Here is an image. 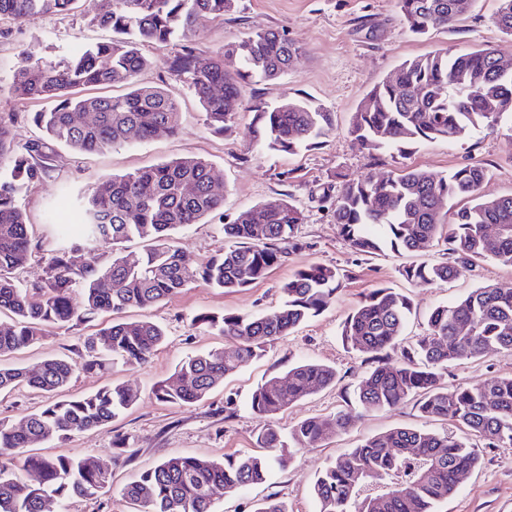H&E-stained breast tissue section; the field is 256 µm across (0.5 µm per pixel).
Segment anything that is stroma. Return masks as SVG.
Segmentation results:
<instances>
[{
    "label": "stroma",
    "mask_w": 512,
    "mask_h": 512,
    "mask_svg": "<svg viewBox=\"0 0 512 512\" xmlns=\"http://www.w3.org/2000/svg\"><path fill=\"white\" fill-rule=\"evenodd\" d=\"M497 6V0H475L452 28L418 37L404 26L395 0H238L237 10L225 18H201L193 42L208 55L257 30L286 32L300 47V54L279 80H253L246 87V98L275 103L290 97L332 112L333 129L320 144L294 154L249 151L253 114L247 110L237 114L231 133L213 134L204 125L193 91L175 81L165 68L166 60L177 50L170 44L145 47L153 65L140 74L139 81L161 87L178 100L182 118L177 134L149 141L134 137L124 145L93 154H80L56 143L46 149L48 176L30 186L21 198L29 220L32 257L19 278L28 283L41 277L44 257L61 241L60 226L78 221L79 200L94 181L175 158L198 156L208 160L224 195L223 219L210 217L176 232L175 244L189 265H204L227 247L220 222L232 220L242 210L285 195L304 214L298 230L300 248L290 250L265 280L235 292L200 281L157 306L123 312V319H148L167 332L165 343L143 364L129 366L115 360L103 370L83 369L84 339L111 322L109 312L90 321L53 327L39 344L13 357L14 365L25 367L50 358L77 363L78 369L63 391L67 397L112 384L125 385L138 396L136 403L111 423L61 444L36 446V454L43 456H92L111 464V490L93 498L71 499L69 512H128L121 488L171 456L221 459L255 453L259 426L249 409V396L258 384L284 375L288 366L302 359L335 367L336 384L282 411L274 418V425L286 433L305 419L327 417L339 410L351 412L354 425L297 451L285 466L273 468L262 485L234 494L216 489L215 512H254L257 503L267 498L282 503L287 512H317L315 481L339 453L395 427L425 428L439 434L448 431L446 422L424 418L411 399L390 410L361 409L353 400V390L372 364L342 345L339 328L367 291L384 285L411 297L413 313L405 337L413 339L422 333L425 316L435 306L484 284L512 288V268L479 261L447 284L407 281L400 274L402 266L453 264L456 255L442 244L425 252L399 254L387 249L356 254L339 235L322 198L336 196L342 178L379 179L394 168L389 156L369 154L349 134L351 116L364 95L407 58L447 47L457 52L504 47L501 32L490 21ZM4 29L0 36V115H14L17 141L24 144L38 136L30 116L42 104L20 103L11 96L9 84L19 58L60 59L110 40L112 32L89 24L80 12L8 22ZM502 126L499 132L478 130L459 143H417L407 153L405 163L440 174L466 164H481L492 173L488 191L512 195V139L505 134L512 121L503 120ZM310 264L347 273L335 298L320 315L273 341L264 356L227 378L204 400L169 404L154 397L156 382L173 373L187 357L214 348L236 347V340L195 325L196 315L256 314L273 309L281 302V284ZM489 375L512 376V355L490 354L455 363L442 382L452 388ZM46 402L45 394L27 387L2 391L0 420L19 422ZM437 512H512V446L482 449L480 464L462 476L457 492L440 503Z\"/></svg>",
    "instance_id": "1"
}]
</instances>
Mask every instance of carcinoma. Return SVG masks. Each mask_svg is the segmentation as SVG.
I'll use <instances>...</instances> for the list:
<instances>
[{"mask_svg":"<svg viewBox=\"0 0 512 512\" xmlns=\"http://www.w3.org/2000/svg\"><path fill=\"white\" fill-rule=\"evenodd\" d=\"M89 0H0V22L69 13ZM402 21L415 35L446 30L473 0H396ZM237 0H109L84 12L92 25L112 30V40L58 61L21 59L12 75L11 95L20 101L50 100L53 106L32 122L54 143L78 153L100 152L125 143L174 135L181 126L178 101L161 88L143 86L138 76L152 65L142 52L148 44L179 41L167 61L169 73L187 85L214 134L231 131L244 108L251 78L273 81L292 65L300 48L288 36L266 29L204 56L192 43L203 15L224 18ZM493 22L512 41V0H498ZM505 57L498 48L455 52L449 48L404 60L373 87L354 112L349 134L361 147L390 155L405 154L417 142L463 140L478 129L495 131L512 117V72H499ZM123 83L128 92L85 96L89 87ZM251 149L292 153L311 147L333 129V116L302 101L269 106L253 101ZM94 114L87 122L84 115ZM46 144L20 147L12 122L0 116V358L38 344L47 328L82 322L99 312L118 314L148 308L202 280L227 292L267 278L290 247L303 223L302 211L285 199L238 214L224 225L233 246L203 267L186 264L174 245L176 231L197 224L223 206L206 160L186 156L124 175L99 179L84 197L81 220L63 230L64 243L47 258L44 276L27 286L16 272L29 261L27 216L20 204L30 184L43 179L40 163ZM488 170L462 166L449 174L397 169L385 180L370 177L343 182L331 212L339 234L353 252L374 254L385 247L422 251L442 241L460 255V265L410 266L402 275L422 284L446 283L466 266L493 260L512 267V196L485 190ZM448 211H443V207ZM497 231L490 232V226ZM137 238L144 253L131 257L117 246ZM108 249L105 266L81 261L85 251ZM342 274L309 265L281 286L283 301L259 314L197 315L194 322L239 340L233 351L210 350L180 363L153 388L161 402L183 404L205 398L224 379L259 358L265 347L302 322L323 312L336 296ZM412 299L389 287L369 291L343 322L346 346L374 367L358 384L355 401L365 410L393 409L408 398L426 419H442L488 447L512 446V377L487 376L448 388L440 378L452 363L490 352L512 354V289L494 285L474 289L429 311L415 343L391 359L384 351L399 344L412 313ZM165 332L149 320H114L88 336L82 368H100L121 359L146 362L163 344ZM77 364L52 358L30 369L0 364V390L27 386L55 395L70 381ZM258 386L250 409L259 421L260 455L221 461L172 456L121 489L132 512H213L211 490L236 493L266 481L292 448H308L324 436L348 430L349 412L309 418L284 437L271 419L289 406L336 383V369L300 360L285 375ZM136 394L124 385L57 400L19 424L0 421V512H43L52 498L59 512L67 501L94 496L112 487V470L92 457H42L28 448L64 440L106 424L128 410ZM479 449L453 433L396 428L375 435L336 457L318 476V512H435L454 494L460 475L476 466ZM33 471L38 482L19 475Z\"/></svg>","mask_w":512,"mask_h":512,"instance_id":"carcinoma-1","label":"carcinoma"}]
</instances>
